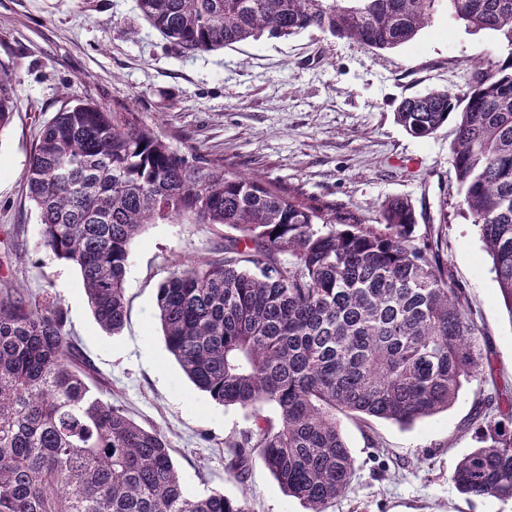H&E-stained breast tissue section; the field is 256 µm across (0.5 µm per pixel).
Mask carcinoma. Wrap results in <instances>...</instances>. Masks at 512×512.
<instances>
[{
  "mask_svg": "<svg viewBox=\"0 0 512 512\" xmlns=\"http://www.w3.org/2000/svg\"><path fill=\"white\" fill-rule=\"evenodd\" d=\"M439 2L138 0V8L186 53L310 30L383 51L413 40ZM446 2L511 53L475 65L457 92L403 99L395 120L416 138L453 123L462 213L478 227L512 316V0ZM16 99L15 68L0 63V130ZM24 181L45 247L79 269L94 319L112 335L127 321L131 245L148 225L229 230L223 254L172 267L157 308L167 349L191 382L255 419L256 432L227 444L235 478H246L257 451L306 512H327L357 470L339 415L410 425L447 410L479 378L493 392L464 424L477 446L452 482L467 497L512 501V391L499 388L444 258V224L417 233L408 200H389L375 224L352 221L70 95L43 125ZM82 364L61 306L0 290V512H249L221 492L189 494L166 436L104 401ZM267 406L277 419L261 418Z\"/></svg>",
  "mask_w": 512,
  "mask_h": 512,
  "instance_id": "cac0c4a2",
  "label": "carcinoma"
}]
</instances>
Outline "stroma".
Returning <instances> with one entry per match:
<instances>
[{
	"mask_svg": "<svg viewBox=\"0 0 512 512\" xmlns=\"http://www.w3.org/2000/svg\"><path fill=\"white\" fill-rule=\"evenodd\" d=\"M507 53L494 33L466 29L444 6L412 41L387 51L311 30L187 54L141 17L137 0H0V62L15 66L19 80L13 120L0 130V286L62 307L92 385L166 435L189 493L244 498L251 512H304L261 462L245 483L229 475L224 442L253 422L196 388L164 340L156 295L171 261L214 256L223 227L150 225L131 249L126 325L107 334L77 268L44 246L26 194L23 173L40 130L70 92L313 208L368 223L389 199H408L418 224L444 223L448 264L492 348L495 384L512 386V315L477 228L458 210L452 127L420 139L394 116L402 99L457 90L473 63ZM492 385L464 384L447 411L409 427L343 418L358 471L328 512H512L511 502L465 498L451 481L476 445L461 427ZM371 434L385 453L370 448Z\"/></svg>",
	"mask_w": 512,
	"mask_h": 512,
	"instance_id": "1",
	"label": "stroma"
}]
</instances>
